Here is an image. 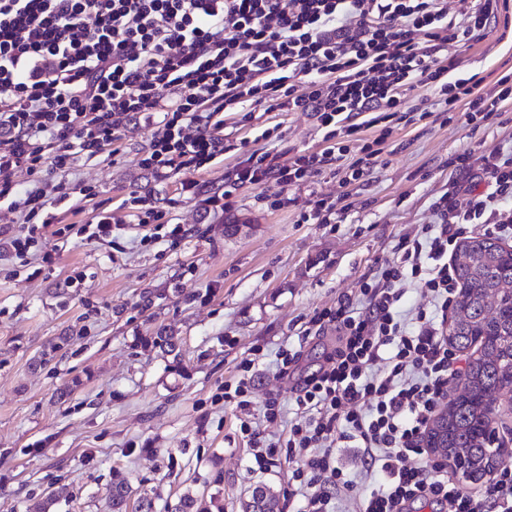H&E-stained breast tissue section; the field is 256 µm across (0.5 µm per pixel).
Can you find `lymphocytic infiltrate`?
<instances>
[{
	"label": "lymphocytic infiltrate",
	"mask_w": 512,
	"mask_h": 512,
	"mask_svg": "<svg viewBox=\"0 0 512 512\" xmlns=\"http://www.w3.org/2000/svg\"><path fill=\"white\" fill-rule=\"evenodd\" d=\"M499 17L500 0H478L458 20L447 0H0V202L24 216L12 254L23 268L37 255L51 262L39 252L50 226L42 214L68 193L40 172L65 173L111 151L136 114L156 120L141 167L161 178L185 173L183 192L215 210L223 194L202 192L189 175L223 152V112H311L327 129L332 143L321 152L280 162L254 151L235 173L237 183L283 189L333 167L360 180L375 152L348 158L358 116L403 120L415 88L469 123L500 116L512 74L479 92L448 52ZM448 166L457 179L433 200L435 223L398 238L361 299L341 298L310 319L306 338L336 332L325 364L300 377V351L279 352L296 406L285 443H261L256 427L240 424L256 471L306 453L289 479L301 512H413L420 503L512 512L511 464L473 493L451 482L424 444L463 360L442 331L457 296L448 252L468 224L512 232V151H463ZM18 172L36 176L35 185L18 190ZM414 284L434 309L408 318L400 304ZM341 448L356 450L368 485L340 464Z\"/></svg>",
	"instance_id": "f902f5d3"
}]
</instances>
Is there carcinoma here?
<instances>
[{"label": "carcinoma", "mask_w": 512, "mask_h": 512, "mask_svg": "<svg viewBox=\"0 0 512 512\" xmlns=\"http://www.w3.org/2000/svg\"><path fill=\"white\" fill-rule=\"evenodd\" d=\"M454 264L460 287L448 325V341L460 351L475 349L465 370L456 376L452 396L426 433V443L442 456L459 457L475 478L495 469L485 427L492 421L488 405L507 395L504 381L512 376V249L489 236L459 242ZM131 487L124 479L112 484L109 512H128ZM242 512H281L278 494L257 488L241 503ZM174 512H209L186 493Z\"/></svg>", "instance_id": "cac0c4a2"}]
</instances>
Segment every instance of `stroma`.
<instances>
[{"label": "stroma", "instance_id": "35a3bbf8", "mask_svg": "<svg viewBox=\"0 0 512 512\" xmlns=\"http://www.w3.org/2000/svg\"><path fill=\"white\" fill-rule=\"evenodd\" d=\"M451 52L462 76L489 91L512 71V24ZM152 127L135 118L114 154L79 161L63 177L72 193L60 224H91L108 212L118 226L111 241L47 238L53 262L32 278L7 251L4 231L19 229L20 215L0 208V512H36L50 493L57 512H107L117 473L134 495L152 497L156 512L187 492L241 512L259 485L274 488L283 512H298L288 480L302 457L254 471L243 415L225 403V386L260 359L251 410L261 414L278 397L284 420L261 422L260 431L287 439L295 404L276 374L278 352L302 348V369H315L323 345L301 341L310 318L358 295L392 259L399 236L434 223L430 203L448 189L451 154L512 148V103L478 124L436 112L391 123L386 135L366 129L351 152L375 140L380 152L362 179L346 184L326 169L284 202L274 183L238 185L223 211L182 193L183 174L161 182L140 166ZM324 135L310 112L225 113L224 150L194 179L223 189L251 150L283 160L322 150ZM137 197L191 236L176 246L142 241ZM316 197L336 200L334 223L301 222ZM80 273L83 287H68ZM160 330L178 338L177 354L144 345Z\"/></svg>", "mask_w": 512, "mask_h": 512}]
</instances>
